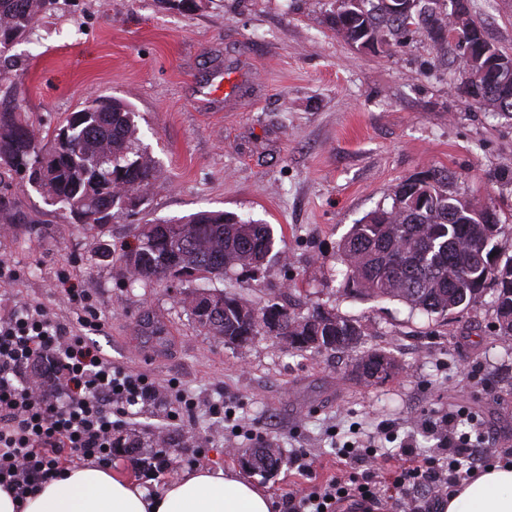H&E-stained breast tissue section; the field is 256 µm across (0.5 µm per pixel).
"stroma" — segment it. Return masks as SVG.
Returning <instances> with one entry per match:
<instances>
[{
  "mask_svg": "<svg viewBox=\"0 0 512 512\" xmlns=\"http://www.w3.org/2000/svg\"><path fill=\"white\" fill-rule=\"evenodd\" d=\"M333 0H56L28 37L0 57L10 84L0 110L35 130L95 97L136 114L140 147L159 180L139 214L86 231L14 177L0 199V315L26 304L86 329L114 367L143 376L161 399L134 407L124 435L143 452L166 436L174 472L237 471L273 501L337 472L347 441L400 456L413 445L447 463L448 437L469 435L512 464V355L491 338L489 298L437 323L395 301L342 291L340 239L393 187L433 169L452 187L502 212L500 250L512 255V118L474 108L450 87L453 47L416 32L406 46L361 50L328 27ZM487 37L512 51V0H471ZM224 211L270 225L276 257L257 274L228 273L220 287L255 306L278 298L358 320L363 348L391 351L398 374L379 384L353 372L355 352H300L266 336L227 344L184 311L179 289L134 282L122 254L138 224ZM82 288L83 303L62 287ZM166 319L171 350L143 361L138 321ZM223 406L215 416L213 406ZM395 423L393 436L380 431ZM280 449L277 471L245 462ZM314 460L312 477L289 460Z\"/></svg>",
  "mask_w": 512,
  "mask_h": 512,
  "instance_id": "obj_1",
  "label": "stroma"
}]
</instances>
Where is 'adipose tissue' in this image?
Listing matches in <instances>:
<instances>
[{"mask_svg": "<svg viewBox=\"0 0 512 512\" xmlns=\"http://www.w3.org/2000/svg\"><path fill=\"white\" fill-rule=\"evenodd\" d=\"M442 512H512V465L486 468L453 491ZM0 512H272L267 493L232 471L194 470L148 496L130 479L86 464L17 503L0 487Z\"/></svg>", "mask_w": 512, "mask_h": 512, "instance_id": "obj_1", "label": "adipose tissue"}]
</instances>
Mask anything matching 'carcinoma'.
I'll use <instances>...</instances> for the list:
<instances>
[{"label": "carcinoma", "mask_w": 512, "mask_h": 512, "mask_svg": "<svg viewBox=\"0 0 512 512\" xmlns=\"http://www.w3.org/2000/svg\"><path fill=\"white\" fill-rule=\"evenodd\" d=\"M440 0H414L411 13H397L389 0H334L328 22L336 36L365 47L400 44L422 29L438 46L454 44L457 66L478 76L492 64L500 78L478 85L475 108L512 115V52L488 41L471 8L442 9ZM55 0H0V54L27 38ZM136 113L118 99L95 98L39 137L20 112H0V169L24 174L50 206L66 212L84 230H97L125 211L133 212L156 183V161L140 148ZM496 207H477L450 187L448 173L431 170L395 185L391 204L379 206L351 226L338 245L344 292L359 299H387L410 311L448 318L457 309L493 294L494 337L512 350V256L493 241L499 234ZM275 239L266 224L220 211H203L180 222L138 226L136 244L123 253L134 280L145 285L200 280L207 284L241 269L255 271L270 259ZM184 291L183 308L209 336L261 335V321L277 311L288 315V343L297 351H347L368 335L360 322L337 314L321 319V307L305 314L269 300L254 307L241 297L217 291L223 305L207 316L195 311L196 292ZM386 362L384 382L399 371L388 352L357 354L354 371L364 380ZM257 468L278 467L277 448L254 449Z\"/></svg>", "instance_id": "1"}]
</instances>
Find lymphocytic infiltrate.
<instances>
[{
    "mask_svg": "<svg viewBox=\"0 0 512 512\" xmlns=\"http://www.w3.org/2000/svg\"><path fill=\"white\" fill-rule=\"evenodd\" d=\"M41 361L46 377L55 379L68 397L59 405L37 396L24 374ZM159 389L145 378L115 369L80 329L51 319L45 308L32 305L0 319V486L25 498L40 484L55 479L68 465L90 461L111 467L121 446L115 431L130 406L156 400ZM372 450L352 447L341 452L342 472L314 491L288 494V512H336L351 501L379 502L371 472L345 476V469L368 461ZM490 450L456 447L447 471L413 451L387 482L390 495H404L446 481L456 486L491 458Z\"/></svg>",
    "mask_w": 512,
    "mask_h": 512,
    "instance_id": "f902f5d3",
    "label": "lymphocytic infiltrate"
}]
</instances>
